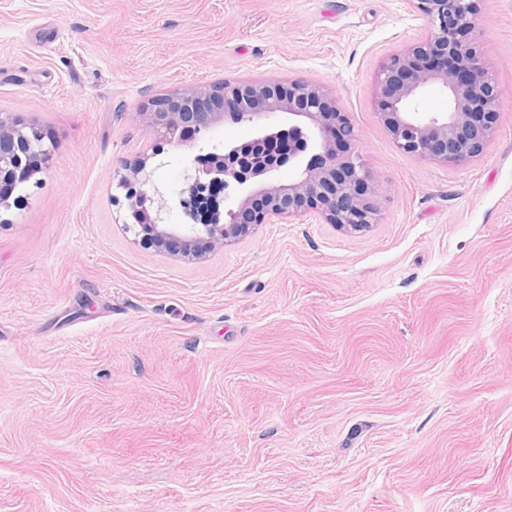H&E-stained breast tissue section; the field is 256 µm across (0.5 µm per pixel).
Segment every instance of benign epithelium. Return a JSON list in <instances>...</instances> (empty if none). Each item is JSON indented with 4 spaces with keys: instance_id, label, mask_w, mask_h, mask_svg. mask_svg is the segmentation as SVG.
<instances>
[{
    "instance_id": "benign-epithelium-1",
    "label": "benign epithelium",
    "mask_w": 512,
    "mask_h": 512,
    "mask_svg": "<svg viewBox=\"0 0 512 512\" xmlns=\"http://www.w3.org/2000/svg\"><path fill=\"white\" fill-rule=\"evenodd\" d=\"M427 21L423 40L385 58L375 74V110L404 153L445 165L480 156L499 121L498 87L478 50L480 0H412ZM434 87L448 111L425 116L421 101ZM274 114L288 125L271 127ZM249 124L257 136L221 152L200 153L179 193L190 224H166L156 201L151 156L120 162L130 228L145 246L195 261L252 234L260 224L317 213L345 233L375 223L380 184L356 149L357 132L325 85L303 80H226L188 86L156 98L136 121L168 144L193 147L225 121ZM46 135L9 112L0 113V210L17 203L15 189L47 169ZM296 164L298 178L276 172ZM235 182L240 194L221 208L218 191Z\"/></svg>"
}]
</instances>
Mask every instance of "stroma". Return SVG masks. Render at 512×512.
I'll list each match as a JSON object with an SVG mask.
<instances>
[{"instance_id": "stroma-1", "label": "stroma", "mask_w": 512, "mask_h": 512, "mask_svg": "<svg viewBox=\"0 0 512 512\" xmlns=\"http://www.w3.org/2000/svg\"><path fill=\"white\" fill-rule=\"evenodd\" d=\"M478 28L499 126L445 166L375 114L411 0H0V112L53 142L0 213V512H512V0ZM226 79L326 84L377 223L140 244L121 161L184 224L195 152L134 114Z\"/></svg>"}]
</instances>
